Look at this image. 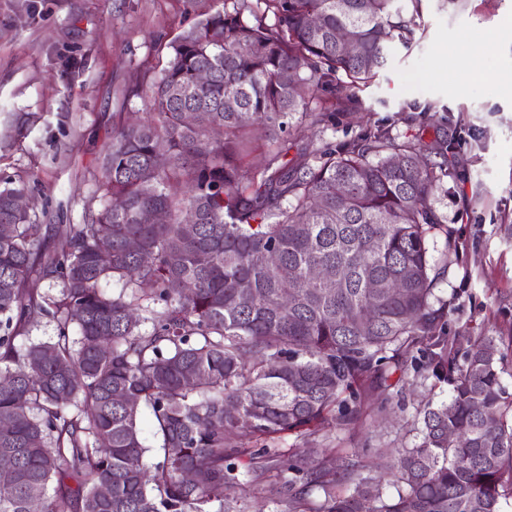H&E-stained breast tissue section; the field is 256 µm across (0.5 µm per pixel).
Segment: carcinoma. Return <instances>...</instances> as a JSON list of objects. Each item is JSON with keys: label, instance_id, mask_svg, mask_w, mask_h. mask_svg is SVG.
I'll list each match as a JSON object with an SVG mask.
<instances>
[{"label": "carcinoma", "instance_id": "1", "mask_svg": "<svg viewBox=\"0 0 512 512\" xmlns=\"http://www.w3.org/2000/svg\"><path fill=\"white\" fill-rule=\"evenodd\" d=\"M422 9L224 0L171 43L152 119L112 131L105 204L91 220L40 224L3 180L0 458L14 475L0 481V512H233L242 477L281 457L247 448L243 434L341 429L410 367L449 395L425 402L417 442L387 454L395 494L363 475L358 454L324 448L314 465L297 454L280 462L292 512H306L310 491L322 493L317 512H499L512 482V400L497 347L451 326L455 299L432 301L427 238L443 219L430 197L450 176L451 145L430 156L377 132L312 149L303 167L288 160L290 129L353 103L395 43H412ZM343 31L358 53L343 49ZM201 67L207 83L196 82ZM340 71L348 82L327 106L317 93ZM188 108L207 121L185 123ZM260 138L268 158L251 167ZM150 210L167 220L143 223ZM314 267L335 279L311 278ZM44 320L55 335L31 341ZM144 406L163 449L151 469ZM339 477L349 491L336 489Z\"/></svg>", "mask_w": 512, "mask_h": 512}]
</instances>
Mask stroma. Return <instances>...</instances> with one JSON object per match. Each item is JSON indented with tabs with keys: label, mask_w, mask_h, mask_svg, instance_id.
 Wrapping results in <instances>:
<instances>
[{
	"label": "stroma",
	"mask_w": 512,
	"mask_h": 512,
	"mask_svg": "<svg viewBox=\"0 0 512 512\" xmlns=\"http://www.w3.org/2000/svg\"><path fill=\"white\" fill-rule=\"evenodd\" d=\"M224 0H0V179L24 187L43 224H80L102 205L100 162L113 127L148 118L153 85L170 43L223 11ZM411 47L394 46L379 76L349 110L334 112L312 137L337 149L367 133L431 144L451 141L453 174L431 202L443 229L429 238L442 275L437 299H455L453 326L499 339L497 363L512 397V0H465L448 11L424 0ZM459 46L478 64L454 83L432 79L444 51ZM31 118L21 136L15 115ZM448 398L446 384L408 373L398 407L325 429L316 448L375 461L380 448L415 440L417 413ZM278 470L248 477L238 512H289L267 501Z\"/></svg>",
	"instance_id": "35a3bbf8"
}]
</instances>
